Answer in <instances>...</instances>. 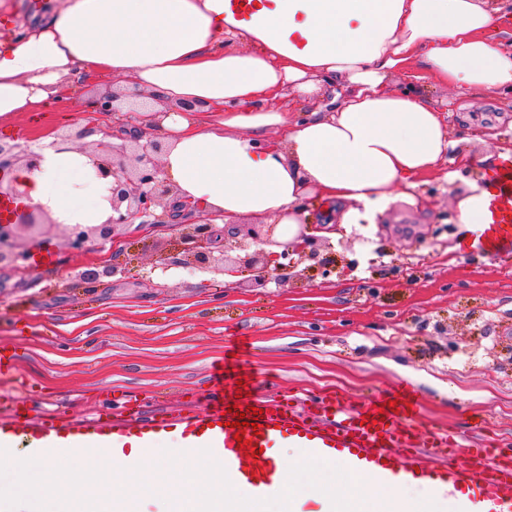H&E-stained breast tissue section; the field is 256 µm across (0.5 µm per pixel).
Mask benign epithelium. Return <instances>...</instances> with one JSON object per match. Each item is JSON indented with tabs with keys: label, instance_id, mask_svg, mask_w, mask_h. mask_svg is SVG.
I'll list each match as a JSON object with an SVG mask.
<instances>
[{
	"label": "benign epithelium",
	"instance_id": "7a95c632",
	"mask_svg": "<svg viewBox=\"0 0 512 512\" xmlns=\"http://www.w3.org/2000/svg\"><path fill=\"white\" fill-rule=\"evenodd\" d=\"M98 114L108 116L120 111L121 96L100 95L92 99ZM103 133V138L92 142L86 150L96 175L112 178L110 203L112 215L104 224H62L67 246L73 250H84L111 240L118 226L134 223V220L151 217L157 227H167L174 214L167 210V201L175 195V187L163 176L157 155L164 151V144L154 136L135 139L132 151L117 147L107 141L108 133L98 126H89L81 132L87 137ZM41 154L37 149L27 148L17 153L0 145V171L18 164L30 170L39 167ZM162 214H155L156 208ZM28 217L23 224L0 223V262L7 260L22 267L28 260V249L23 243L27 234L35 233L45 226L55 227L57 222L39 205L27 207ZM176 252L181 255L173 263L186 269L210 271L225 277H236L243 272L250 274V281L259 287L274 282H288V270L292 268V256L320 254V248H329L327 239H318L300 225L297 235L290 241L274 237L275 224H227L223 227L206 219L202 223L178 224ZM235 240L234 257L226 255L227 241ZM168 258L161 257L157 267L166 270L173 265Z\"/></svg>",
	"mask_w": 512,
	"mask_h": 512
}]
</instances>
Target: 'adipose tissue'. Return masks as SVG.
I'll return each instance as SVG.
<instances>
[{
  "label": "adipose tissue",
  "instance_id": "adipose-tissue-1",
  "mask_svg": "<svg viewBox=\"0 0 512 512\" xmlns=\"http://www.w3.org/2000/svg\"><path fill=\"white\" fill-rule=\"evenodd\" d=\"M57 0L26 33L0 41V120L128 75L162 117L160 164L177 198L233 221L264 218L293 237L316 195L327 224H371L399 185L434 169L450 147L441 109L386 81L422 56L462 94L512 91V0ZM297 91L312 111L289 120L275 100ZM191 110H184V103ZM39 169H13L18 203L64 224L111 214L107 180L84 152L42 140ZM456 204L462 244L493 248L501 223L497 164Z\"/></svg>",
  "mask_w": 512,
  "mask_h": 512
}]
</instances>
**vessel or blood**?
<instances>
[{
    "label": "vessel or blood",
    "instance_id": "obj_1",
    "mask_svg": "<svg viewBox=\"0 0 512 512\" xmlns=\"http://www.w3.org/2000/svg\"><path fill=\"white\" fill-rule=\"evenodd\" d=\"M390 408L388 400L348 405L335 393L308 399L291 393L269 400L259 396L239 399L253 451L245 456L236 440V426L227 424L229 401L215 392L208 411L170 415L147 421L119 415L96 414L76 423H56L45 415L32 426L25 402H16L0 417V448L11 449L15 436L32 432L40 452L64 454L76 462L98 456L104 449L127 456L147 452L167 437L178 438L192 452L210 450L225 468L233 485L254 495L270 497L284 487V473L274 451L302 448L314 458L339 463L374 485L401 489L418 482H433L449 493H462L475 512H512V446L478 436L464 437L449 430L429 431L418 440L414 425L420 414L416 389L401 382ZM465 454L467 464L452 460Z\"/></svg>",
    "mask_w": 512,
    "mask_h": 512
}]
</instances>
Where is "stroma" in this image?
I'll use <instances>...</instances> for the list:
<instances>
[{
    "label": "stroma",
    "instance_id": "stroma-1",
    "mask_svg": "<svg viewBox=\"0 0 512 512\" xmlns=\"http://www.w3.org/2000/svg\"><path fill=\"white\" fill-rule=\"evenodd\" d=\"M388 83L425 86L437 107L453 95L418 57ZM98 91L91 79L61 102L17 113L0 125V142L23 148L68 134ZM448 123L454 147L438 170L376 223L337 225L330 263L296 258L282 286L158 270L160 257L176 255L169 230L121 226L113 242L76 252L49 229L30 246L50 250L49 261L0 264V345L25 353L16 383L0 386V412L21 395L32 423L49 411L71 423L130 390L138 400L126 417L189 415L238 373L269 399L334 391L356 405L405 379L423 406L417 436L477 425L485 438L512 442V247L456 250L453 210L486 158L512 141V99L471 100ZM460 152L472 159L463 171ZM92 263L114 272L83 283Z\"/></svg>",
    "mask_w": 512,
    "mask_h": 512
}]
</instances>
